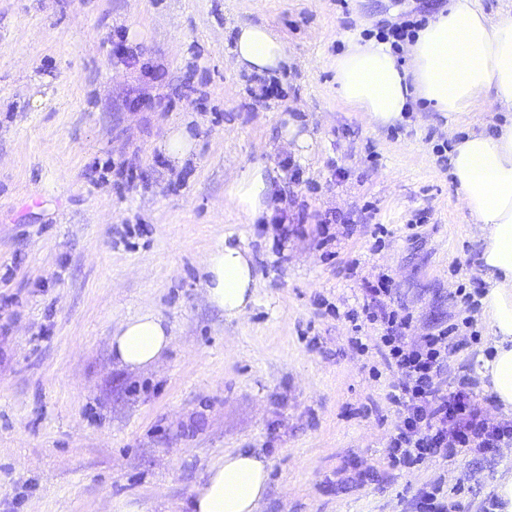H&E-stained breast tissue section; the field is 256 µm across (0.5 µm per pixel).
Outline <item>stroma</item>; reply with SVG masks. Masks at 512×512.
I'll return each instance as SVG.
<instances>
[{
	"mask_svg": "<svg viewBox=\"0 0 512 512\" xmlns=\"http://www.w3.org/2000/svg\"><path fill=\"white\" fill-rule=\"evenodd\" d=\"M416 5L0 0V512H187L209 465L239 448L271 463L261 512H411L434 483L481 512L512 475V445L389 468L397 375L350 342L345 314L366 282L389 276L421 334L462 318L453 294L482 276L477 227L434 148L512 114L481 99L449 122L418 101L377 127L336 94L349 38ZM249 23L288 51L281 95L263 103L232 63ZM119 33L137 65L116 62ZM289 116L314 140L308 156L281 135ZM184 126L178 168L166 145ZM258 162L282 174L279 207L308 213L302 234L280 241L271 218L228 203ZM329 211L353 223L330 224L326 242ZM228 235L258 276L231 322L200 273ZM149 309L172 325L171 347L151 367L118 366L113 328ZM485 329H459L451 376H475Z\"/></svg>",
	"mask_w": 512,
	"mask_h": 512,
	"instance_id": "1",
	"label": "stroma"
}]
</instances>
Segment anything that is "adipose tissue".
<instances>
[{
	"label": "adipose tissue",
	"mask_w": 512,
	"mask_h": 512,
	"mask_svg": "<svg viewBox=\"0 0 512 512\" xmlns=\"http://www.w3.org/2000/svg\"><path fill=\"white\" fill-rule=\"evenodd\" d=\"M412 66H398L383 43L349 40L337 56L341 99L375 126L403 121L412 101L422 100L450 119L471 112L488 98L512 112V16L490 20L478 0H450L428 21L411 47ZM236 67L271 72L288 62L281 38L269 26L240 27L235 35ZM457 192L480 230L485 271L482 298L492 355H478L477 373L503 413L512 412V122L497 133H470L451 155ZM274 171L249 168L233 185L230 201L248 220L272 208ZM208 301L227 320L243 318L256 299L257 278L249 249L224 238L202 260ZM165 319L146 310L113 330L112 353L120 365L156 364L172 343ZM270 462L254 451L230 450L209 466L192 491L190 512H260L267 494Z\"/></svg>",
	"instance_id": "ef3b65f1"
}]
</instances>
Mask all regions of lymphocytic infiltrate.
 Here are the masks:
<instances>
[{
	"label": "lymphocytic infiltrate",
	"instance_id": "lymphocytic-infiltrate-1",
	"mask_svg": "<svg viewBox=\"0 0 512 512\" xmlns=\"http://www.w3.org/2000/svg\"><path fill=\"white\" fill-rule=\"evenodd\" d=\"M390 282L378 278L368 284L361 311H348L353 324V344L358 350L373 348L384 366L397 372L388 400L399 408L402 419L387 442L392 466L412 468L430 457H448L470 451L485 454L512 444V423L492 417L486 403L474 391L475 380L450 381L448 369L456 353L454 335L460 327H472L471 314L479 306L481 286L458 288L456 299L467 312L460 323L440 326L407 342L411 313L393 309L387 299ZM375 325L372 343H363V324Z\"/></svg>",
	"mask_w": 512,
	"mask_h": 512
}]
</instances>
